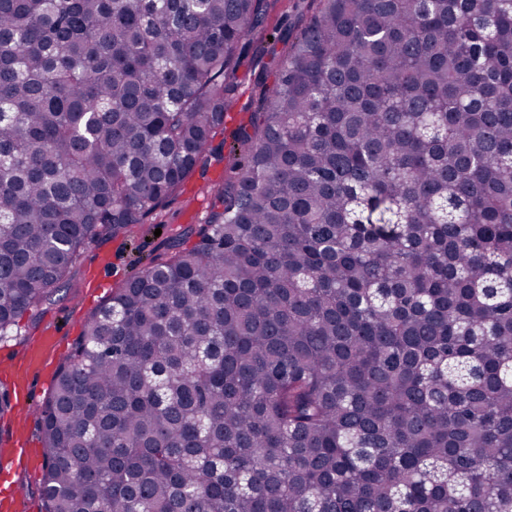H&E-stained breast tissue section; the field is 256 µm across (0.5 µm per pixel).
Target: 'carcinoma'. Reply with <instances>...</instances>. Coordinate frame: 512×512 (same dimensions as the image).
Wrapping results in <instances>:
<instances>
[{
  "mask_svg": "<svg viewBox=\"0 0 512 512\" xmlns=\"http://www.w3.org/2000/svg\"><path fill=\"white\" fill-rule=\"evenodd\" d=\"M264 18L0 0V338L158 218ZM235 150L60 363L45 512H512V0H323Z\"/></svg>",
  "mask_w": 512,
  "mask_h": 512,
  "instance_id": "carcinoma-1",
  "label": "carcinoma"
}]
</instances>
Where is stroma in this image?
Masks as SVG:
<instances>
[{
  "label": "stroma",
  "mask_w": 512,
  "mask_h": 512,
  "mask_svg": "<svg viewBox=\"0 0 512 512\" xmlns=\"http://www.w3.org/2000/svg\"><path fill=\"white\" fill-rule=\"evenodd\" d=\"M319 0H265V21L244 40L236 81L231 93L232 109L224 127L209 143L204 159L193 177L168 202L161 225H146L130 238L90 243L78 256L68 289L37 317H23L8 338L0 340V387L12 388L7 366L24 365L29 349L42 336H56V347L47 358L46 370L33 369L27 374L28 401L14 403L10 413L0 420V470L12 464L11 450L17 434H24L33 450V466L17 470L15 481L22 489L21 512H43L40 495L43 476V447L36 427V408L48 393L54 374L82 330L85 318L106 300L112 288L140 271L155 254L161 237L187 224L204 223L211 206L212 189L223 184L231 174V147L238 128L249 126L258 111L266 88L274 79V62L266 54L268 43L277 51L287 48V36L296 34L316 12Z\"/></svg>",
  "instance_id": "stroma-1"
}]
</instances>
